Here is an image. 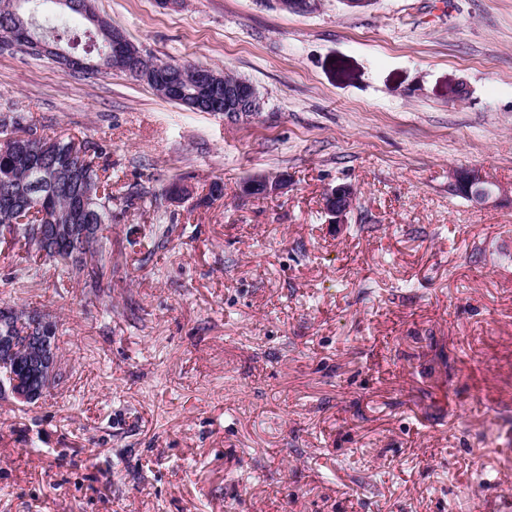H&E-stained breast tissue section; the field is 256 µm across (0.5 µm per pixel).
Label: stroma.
<instances>
[{"instance_id":"1","label":"stroma","mask_w":512,"mask_h":512,"mask_svg":"<svg viewBox=\"0 0 512 512\" xmlns=\"http://www.w3.org/2000/svg\"><path fill=\"white\" fill-rule=\"evenodd\" d=\"M311 3L94 0L250 81L248 120L0 53L1 110L150 194L100 291L0 244V307L59 324L55 384L0 394V512H512V202L448 192L461 165L512 187V0ZM265 175L287 189L240 194ZM355 206V190L345 184L327 189L323 196V210L329 216V223L332 224H347L348 216Z\"/></svg>"}]
</instances>
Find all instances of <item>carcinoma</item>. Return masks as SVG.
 Instances as JSON below:
<instances>
[{
    "label": "carcinoma",
    "mask_w": 512,
    "mask_h": 512,
    "mask_svg": "<svg viewBox=\"0 0 512 512\" xmlns=\"http://www.w3.org/2000/svg\"><path fill=\"white\" fill-rule=\"evenodd\" d=\"M26 17L16 0H0V35L12 32ZM84 54L88 62L102 63L112 68V23L99 18V24H90L85 31ZM186 81L179 84L185 93L170 87L163 75L157 74L146 83L162 97L178 101L186 97L209 98L208 86L194 83L193 74L185 72ZM33 133L25 116L13 111H0V139L10 136L19 139ZM99 147L88 140L72 137H43L23 148L0 143V237L31 246L32 232L37 224H86L97 221L99 236L84 250L78 237L62 236L54 241L56 253H47L46 260L62 265L71 274L89 278V286L100 287L105 275L109 251L105 225L112 223L114 202L122 201L129 208L144 198V192L133 187L124 197L112 195V178L105 175L106 167L99 164ZM21 209L35 211L30 224L17 223ZM34 335L25 313L12 312L7 316L0 310V337L6 336L17 348L15 357L3 353L0 361L4 368L21 374L27 367L26 351Z\"/></svg>",
    "instance_id": "obj_1"
}]
</instances>
